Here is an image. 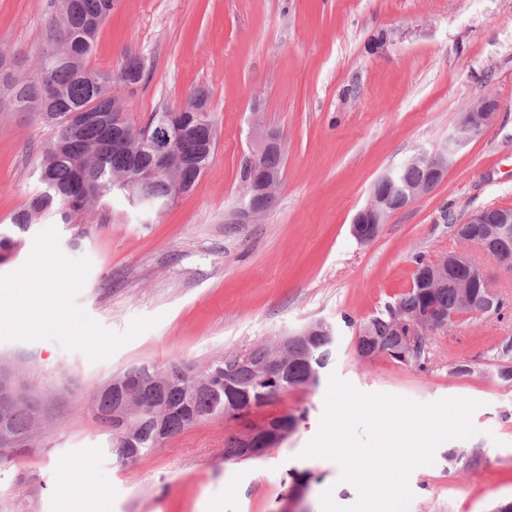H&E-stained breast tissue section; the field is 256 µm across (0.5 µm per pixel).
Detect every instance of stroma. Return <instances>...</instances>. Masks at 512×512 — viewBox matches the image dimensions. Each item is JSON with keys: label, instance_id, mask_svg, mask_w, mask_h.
<instances>
[{"label": "stroma", "instance_id": "stroma-1", "mask_svg": "<svg viewBox=\"0 0 512 512\" xmlns=\"http://www.w3.org/2000/svg\"><path fill=\"white\" fill-rule=\"evenodd\" d=\"M58 17L57 0H0V51L34 65ZM138 56L146 80L122 92L136 124L205 90L217 131L195 187L147 216L122 198L86 212L80 227L39 224L0 259V367L41 405L36 441L0 458V512H278L290 470L309 473L301 503L321 512L332 490L356 489L334 461L303 457L319 428L330 376L362 393L420 403L479 401L477 435L441 444L413 470L409 512H495L512 502V381L495 346L512 337V272L459 239L487 207L512 208V0H115L90 67ZM497 121L448 157L432 192L391 213L370 242L351 232L374 182L442 144L484 96ZM284 134L273 206L239 224L252 110ZM48 131L0 89V228L38 190ZM464 251L509 305L502 317L460 315L435 336L429 371L359 355L360 323L412 286L416 257ZM334 329L316 389L280 393L259 417L303 414L266 456L228 461L232 422L213 416L139 458L117 460L90 409L113 374L177 359L195 366L309 322ZM475 365L452 376L449 363ZM454 448L480 449V467L449 466Z\"/></svg>", "mask_w": 512, "mask_h": 512}]
</instances>
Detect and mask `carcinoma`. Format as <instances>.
<instances>
[{
	"label": "carcinoma",
	"mask_w": 512,
	"mask_h": 512,
	"mask_svg": "<svg viewBox=\"0 0 512 512\" xmlns=\"http://www.w3.org/2000/svg\"><path fill=\"white\" fill-rule=\"evenodd\" d=\"M58 3L59 24L48 36L33 76L26 81H17L10 76L4 79L11 90V101L23 111H38L45 94L39 76L48 70L53 76L52 106L55 111L62 115L71 112L99 114L106 120H86L75 131H66L60 136L49 131L37 171L48 173L50 183L40 182V191L11 218V224L21 232L45 220L76 224L79 216L93 204L100 205L117 194L129 198L133 174L151 162L140 138L132 136L112 144V154L103 163L92 164L100 145L112 136V112L118 110L116 88L123 86V79L129 75L142 81L145 69L137 57L126 58L116 71L91 69L87 65L99 29L112 13L114 0H58ZM205 101V91H194L184 106L186 117L192 120L196 114L204 112ZM399 176L401 186L414 187L427 178V170L421 163H409ZM427 272V263L418 260L410 290L387 306L385 312L360 324L359 355L384 354L422 372L430 369V338L416 336L413 341H406L398 334V325L393 318L397 316L409 321L418 315L471 313L473 309L466 305L465 297L482 293L484 289L466 265L448 269L447 280L439 288L430 287ZM334 342L333 329L329 325L316 328L307 343L310 358L302 356L293 360L288 373L276 378L268 379L256 370V362L272 349L271 343L264 341L241 352L210 360L198 370L195 379L173 377L161 395L155 388L146 387L139 396L140 415L131 428L133 446H127L125 441L114 436L111 448L120 460H132L154 448V418L162 407L169 411L168 428L175 435L188 427L189 414H195L201 421L218 414H231L252 401L271 400L291 388L315 387L321 371L331 361ZM497 361L498 376L511 381V337L499 343ZM113 407V395L97 393L95 410L99 422L110 419ZM37 419L38 406L32 398L25 408L0 417V449L30 445ZM301 420L303 415L287 413L270 418L269 423L273 430L292 432ZM244 452L238 434H229L224 440V459L240 460ZM448 461L456 464L463 461L473 467L481 463V456L476 449L470 452L453 450L448 453Z\"/></svg>",
	"instance_id": "cac0c4a2"
}]
</instances>
